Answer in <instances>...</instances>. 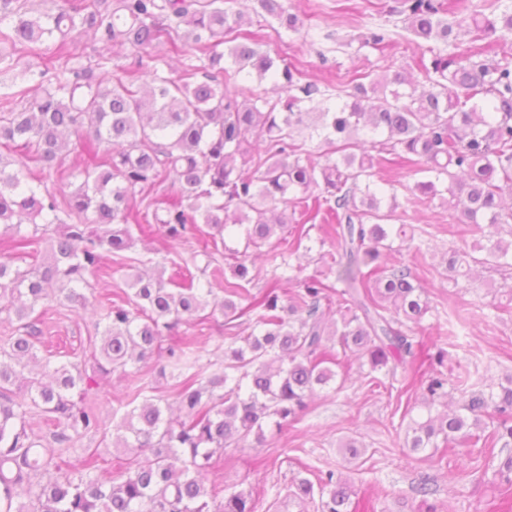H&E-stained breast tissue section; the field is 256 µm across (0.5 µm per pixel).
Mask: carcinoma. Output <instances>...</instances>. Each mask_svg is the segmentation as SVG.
I'll list each match as a JSON object with an SVG mask.
<instances>
[{
  "label": "carcinoma",
  "instance_id": "1",
  "mask_svg": "<svg viewBox=\"0 0 512 512\" xmlns=\"http://www.w3.org/2000/svg\"><path fill=\"white\" fill-rule=\"evenodd\" d=\"M235 0H51L43 11L24 0H0V65L16 70L20 89L0 82V313L14 315L19 335L0 347V512H255L251 496L230 491L216 501L204 473L228 448L264 443V424L278 428L306 412L318 392L336 382L340 356L353 353L372 374L413 372L421 413L411 419L406 447L416 454L440 446L490 448L488 482L512 508V374L481 389L448 391L444 351L420 337L431 311L414 268L390 261L393 239L414 241L404 226L389 224L398 207L374 187V170L398 161L420 168L412 198L448 206L477 239L445 255L454 287L472 280L473 268L512 270V53L483 60L480 43H512L507 0H400L415 38L430 57L418 67L429 89L418 91L403 70L365 84L336 89L312 113L305 104L319 88L274 58L243 32V15L224 8ZM258 16L296 31L302 24L288 0H251ZM91 32L131 53L121 63L72 50ZM470 37L468 52L459 38ZM205 53L202 80L186 65L176 76L154 64L161 45L178 43ZM391 41L375 26L359 48ZM45 58L25 64L19 50ZM127 79L112 81V68ZM267 82L259 92L249 84ZM266 137V158L253 159L246 133ZM317 138L327 150L318 164L295 136ZM75 138L71 176L82 181L68 195L50 190L49 177L64 166ZM6 153H1V150ZM172 180L176 191L159 196ZM173 240L193 237L205 224L217 234L243 229L244 250L225 248L232 279L224 298L209 301L211 281L188 274L183 283L162 272L133 270L126 283L134 300L110 301L102 322L98 368L126 372L147 363L164 333L196 320L210 307L227 322L251 318V331L231 337L224 367L208 376L181 348L168 349L180 416L164 417L146 399L113 426L114 445L129 454L112 475L90 455L73 471L61 447L96 433L100 419L87 402L95 381L80 364L45 361L40 376L26 377L37 358L35 308L57 301L72 311L92 305L87 275L112 277V257L150 236L153 225ZM294 225L288 253L269 245ZM319 225L320 243L336 266V283L314 275L298 279L300 250ZM50 236L49 254L26 268L31 247ZM273 268L267 288L247 294L253 281L249 249ZM290 255L298 260L291 264ZM300 280L292 298L279 294ZM135 303L139 311L128 309ZM336 305L330 325L325 308ZM339 345L333 353L328 343ZM454 408L432 414L441 400ZM39 409L55 423L52 444L42 443L27 415ZM418 512H437L434 489L423 478ZM288 498L316 504L317 512H372L348 480L332 470L312 481L295 476Z\"/></svg>",
  "mask_w": 512,
  "mask_h": 512
}]
</instances>
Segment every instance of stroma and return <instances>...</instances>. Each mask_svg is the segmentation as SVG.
<instances>
[{"instance_id": "obj_1", "label": "stroma", "mask_w": 512, "mask_h": 512, "mask_svg": "<svg viewBox=\"0 0 512 512\" xmlns=\"http://www.w3.org/2000/svg\"><path fill=\"white\" fill-rule=\"evenodd\" d=\"M303 25L291 32L277 21L262 20L251 14L250 0H238L237 10L252 17L250 29L257 33L263 50L296 68L304 80L321 89L348 85L354 74L372 77L386 69L414 68L421 56L416 40L395 14L396 0H291ZM384 25L393 31L386 47L360 48L353 35L365 28ZM421 175L411 165L388 164L376 171L377 184L391 183L398 208L394 224L423 227L431 234L423 254L405 249L400 259L415 267L428 291L432 316L425 327L440 326V345L447 354L451 378H466L468 385H486L512 373V280L480 271L476 287L452 288L442 257L449 246L472 243L470 225L458 223L440 203L417 206L410 200V189ZM190 245L174 242L156 244L148 239L117 257V264H130L143 270L164 269L173 275L175 265L187 257ZM101 306L78 314L56 302L44 305L38 327L41 340L51 346L54 362L84 364L87 376L96 378L100 398L102 431L77 437L67 459L79 466L89 452H97L104 468L118 472L126 462L122 449L113 447L111 429L139 399L158 397L172 400L176 381L164 372L166 360L154 356L150 366L136 372L134 381L97 371L92 358L101 337L94 325ZM248 334L247 325L225 327L221 313L181 326L177 335L167 337L165 346L192 341L198 348L203 370L223 365L224 342L230 333ZM338 389L322 391L299 420L283 428L266 427L267 443L262 450L226 449L211 468L207 486L217 491L239 490L251 494L255 512H299L286 498V486L295 475L311 476L327 470L341 471L359 494L376 502L377 512H417L421 498L414 486L421 475L434 480L432 503L439 512H484L488 501L496 499V486L482 481L488 450L472 449L459 457L439 449L434 457L410 454L405 446L409 423L407 411L415 402L412 391L373 387L358 360H351L348 371L339 373ZM356 439L363 455L356 460L344 457L342 440ZM262 454L265 466L253 463Z\"/></svg>"}]
</instances>
